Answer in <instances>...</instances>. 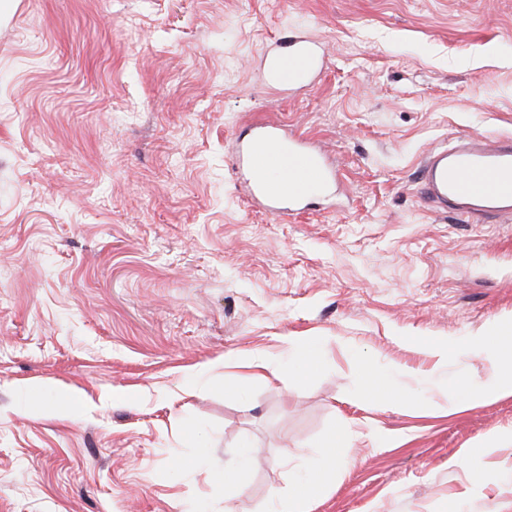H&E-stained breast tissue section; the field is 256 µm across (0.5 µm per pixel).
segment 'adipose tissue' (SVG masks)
Here are the masks:
<instances>
[{"instance_id":"ef3b65f1","label":"adipose tissue","mask_w":512,"mask_h":512,"mask_svg":"<svg viewBox=\"0 0 512 512\" xmlns=\"http://www.w3.org/2000/svg\"><path fill=\"white\" fill-rule=\"evenodd\" d=\"M476 347L483 352L487 361V379L481 389H474L466 383L456 385L458 400L467 402L478 395L512 390V324L495 322L489 328L487 337L481 338ZM360 379L359 398L368 403L396 405L402 395L396 389L392 372L370 365H360L357 371ZM351 445V437L344 432L329 436L321 453L320 464L302 476L289 489L287 495L273 496L267 512H310L312 500L327 490L336 474L337 451Z\"/></svg>"}]
</instances>
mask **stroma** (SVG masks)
I'll use <instances>...</instances> for the list:
<instances>
[{"label": "stroma", "instance_id": "obj_1", "mask_svg": "<svg viewBox=\"0 0 512 512\" xmlns=\"http://www.w3.org/2000/svg\"><path fill=\"white\" fill-rule=\"evenodd\" d=\"M286 30L327 62L283 97L257 69ZM257 112L331 156L347 207L246 203ZM507 135L512 0H0V512H264L336 430L312 512H512V393L447 396L512 320V220L417 184L437 146ZM310 336L329 354L293 375ZM253 354L278 379L233 387ZM363 361L416 372L402 404L357 399ZM244 448L239 495L212 474Z\"/></svg>", "mask_w": 512, "mask_h": 512}]
</instances>
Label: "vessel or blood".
I'll list each match as a JSON object with an SVG mask.
<instances>
[{
	"mask_svg": "<svg viewBox=\"0 0 512 512\" xmlns=\"http://www.w3.org/2000/svg\"><path fill=\"white\" fill-rule=\"evenodd\" d=\"M323 55L321 43L299 35L278 38L263 57L265 79L283 90L311 83ZM231 158L248 204L269 217L299 216L343 201L325 153L267 118L236 137ZM419 190L430 208L463 222L511 218L512 137H477L429 152L419 165Z\"/></svg>",
	"mask_w": 512,
	"mask_h": 512,
	"instance_id": "obj_1",
	"label": "vessel or blood"
}]
</instances>
